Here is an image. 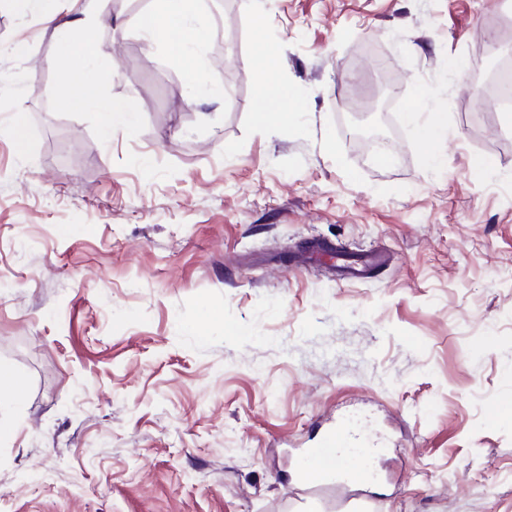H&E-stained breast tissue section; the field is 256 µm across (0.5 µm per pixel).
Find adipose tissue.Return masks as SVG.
<instances>
[{
	"label": "adipose tissue",
	"instance_id": "ef3b65f1",
	"mask_svg": "<svg viewBox=\"0 0 512 512\" xmlns=\"http://www.w3.org/2000/svg\"><path fill=\"white\" fill-rule=\"evenodd\" d=\"M101 0H33V4L45 23L54 25L60 59L80 64L77 79L66 80L62 98L66 107L74 112L92 110L98 113L100 129L104 137L132 127L137 114L132 104L125 100L107 98L102 85L107 79L98 60L104 56L103 47L89 45L76 38L78 29L92 26L97 21ZM80 4L79 16L70 24H59L58 18L73 4ZM207 27V19L197 13L193 0H160L157 10L144 15L140 30L147 42L165 43L187 64L191 79V95L195 102H206L217 95L215 86L196 79L199 67L197 49L202 42L201 34ZM256 53L262 63V80L257 98L253 103V116L259 129H268L272 122H288L295 108V97L290 88L274 75L279 69L278 52L266 45L258 44Z\"/></svg>",
	"mask_w": 512,
	"mask_h": 512
}]
</instances>
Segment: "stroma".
<instances>
[{"instance_id":"obj_1","label":"stroma","mask_w":512,"mask_h":512,"mask_svg":"<svg viewBox=\"0 0 512 512\" xmlns=\"http://www.w3.org/2000/svg\"><path fill=\"white\" fill-rule=\"evenodd\" d=\"M196 5L217 104L142 39L151 0L84 32L138 114L109 142L63 107L52 28L0 9V512H331L297 461L347 414L378 442L364 512H512V0H275L261 29ZM261 41L300 97L266 130ZM393 84L387 165L336 102ZM413 105L447 138L417 140ZM313 246L388 259L349 280Z\"/></svg>"}]
</instances>
